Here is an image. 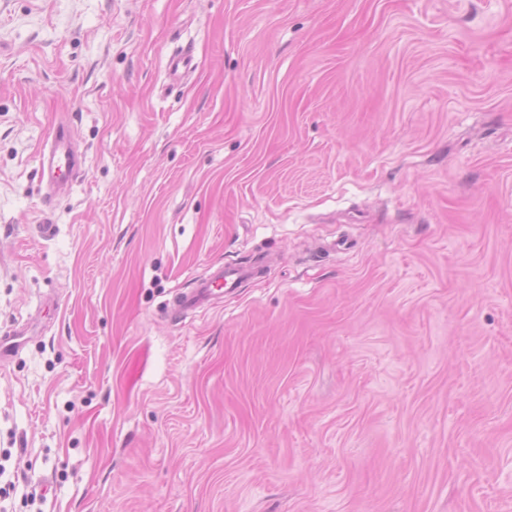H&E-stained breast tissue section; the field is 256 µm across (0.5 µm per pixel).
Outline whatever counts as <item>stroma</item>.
<instances>
[{
	"label": "stroma",
	"instance_id": "stroma-1",
	"mask_svg": "<svg viewBox=\"0 0 512 512\" xmlns=\"http://www.w3.org/2000/svg\"><path fill=\"white\" fill-rule=\"evenodd\" d=\"M16 331L0 512H512V0H0ZM50 147L40 159L42 178L46 186L69 188L74 165V145L65 126L58 124L49 137ZM270 270L271 267L265 262L260 269L252 264L218 266L207 279L199 281L192 291L179 294L174 301L173 309L177 312L194 309L216 296H224V293L236 290L246 280L267 274Z\"/></svg>",
	"mask_w": 512,
	"mask_h": 512
}]
</instances>
